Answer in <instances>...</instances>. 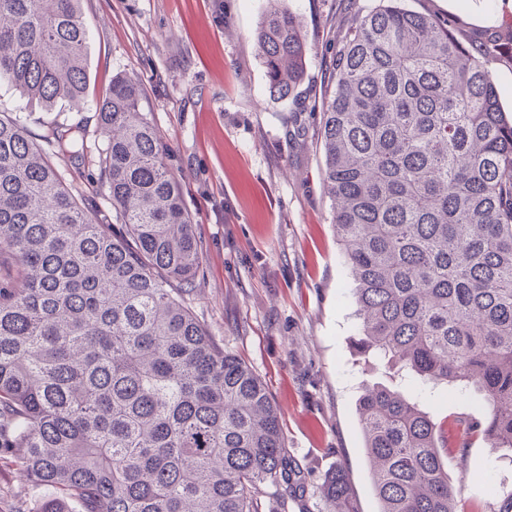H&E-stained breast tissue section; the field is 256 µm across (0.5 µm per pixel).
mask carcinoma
I'll return each instance as SVG.
<instances>
[{
	"mask_svg": "<svg viewBox=\"0 0 512 512\" xmlns=\"http://www.w3.org/2000/svg\"><path fill=\"white\" fill-rule=\"evenodd\" d=\"M80 0H0V81L51 110L84 100ZM254 40L269 96L295 98L301 17L270 0ZM450 20L371 0L332 48L322 185L350 271L359 351L433 385L474 387L482 420L436 423L402 391L364 387L357 413L379 512H457L444 455L512 452V120L493 59ZM112 79L96 101L112 223L49 152L85 161L81 128L43 149L0 113V458L45 492L41 512H358L342 465L311 490L255 372L181 296L202 250L168 146Z\"/></svg>",
	"mask_w": 512,
	"mask_h": 512,
	"instance_id": "cac0c4a2",
	"label": "carcinoma"
}]
</instances>
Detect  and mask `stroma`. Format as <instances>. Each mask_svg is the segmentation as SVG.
Segmentation results:
<instances>
[{
	"label": "stroma",
	"instance_id": "35a3bbf8",
	"mask_svg": "<svg viewBox=\"0 0 512 512\" xmlns=\"http://www.w3.org/2000/svg\"><path fill=\"white\" fill-rule=\"evenodd\" d=\"M310 45L300 102L267 92L254 41L268 0H81L89 73L83 108L50 112L0 84V113L19 114L34 137L80 126L89 149L106 138L94 103L119 75L138 76L141 112L169 151L203 250L196 286L185 297L225 350L262 379L276 406L286 448L310 486L336 464L349 470L359 512H379L357 403L365 384L398 389L441 422L482 419L475 390L419 383L356 350L351 281L339 255L322 188L319 112L327 48L338 41L349 0H288ZM414 11L452 19L465 45L506 34L512 11L488 0H406ZM58 168L81 195L111 214L97 163ZM460 512L512 492V457L472 442L446 458ZM24 473L0 463V512H40Z\"/></svg>",
	"mask_w": 512,
	"mask_h": 512
}]
</instances>
